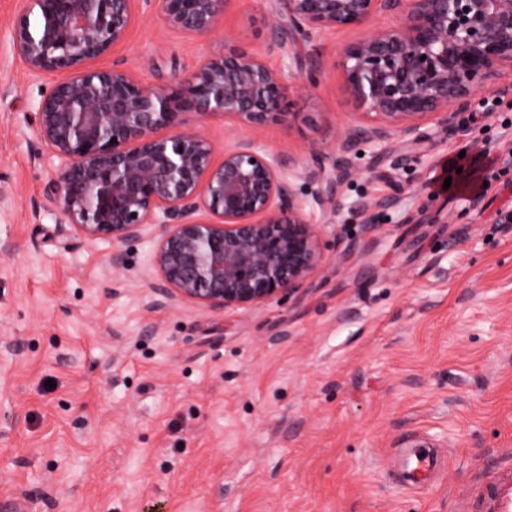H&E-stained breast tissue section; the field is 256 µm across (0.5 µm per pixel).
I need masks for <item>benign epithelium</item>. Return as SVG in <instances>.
Segmentation results:
<instances>
[{"label": "benign epithelium", "mask_w": 512, "mask_h": 512, "mask_svg": "<svg viewBox=\"0 0 512 512\" xmlns=\"http://www.w3.org/2000/svg\"><path fill=\"white\" fill-rule=\"evenodd\" d=\"M134 0H29L12 33L37 76L64 73L36 112L38 156L57 176L46 202L88 240L124 244L157 224L152 305L189 301L248 308L292 295L323 264L316 225L280 155L238 143L216 163L207 138L185 118L220 115L237 125L286 121L290 85L264 55L216 46L173 89L145 86L118 66L89 61L122 42ZM176 29L208 34L235 0H140ZM38 13V23L30 15ZM388 13L396 27L344 47L336 61L360 115L339 139L332 173H303L319 200L337 199L357 176L361 144L424 142L446 128L493 77L512 75V0H265V55L288 43L307 88L321 69L319 43Z\"/></svg>", "instance_id": "7a95c632"}]
</instances>
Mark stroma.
<instances>
[{
	"label": "stroma",
	"mask_w": 512,
	"mask_h": 512,
	"mask_svg": "<svg viewBox=\"0 0 512 512\" xmlns=\"http://www.w3.org/2000/svg\"><path fill=\"white\" fill-rule=\"evenodd\" d=\"M0 0V512H476L472 497L512 471V97L431 127L410 167L402 143L360 145L361 175L319 203L302 174L331 167L357 122L338 53L363 32H329L316 85L285 99V123L236 126L188 113L215 160L239 141L283 151L324 256L300 293L250 308L149 306L158 227L114 246L64 226L45 204L34 112L50 80L30 76ZM235 34L264 49L259 0H236L208 35L135 10L125 40L93 60L176 86ZM477 183L434 185L458 153ZM379 201L362 223L359 198ZM420 437L448 463L407 489L396 450Z\"/></svg>",
	"instance_id": "stroma-1"
}]
</instances>
